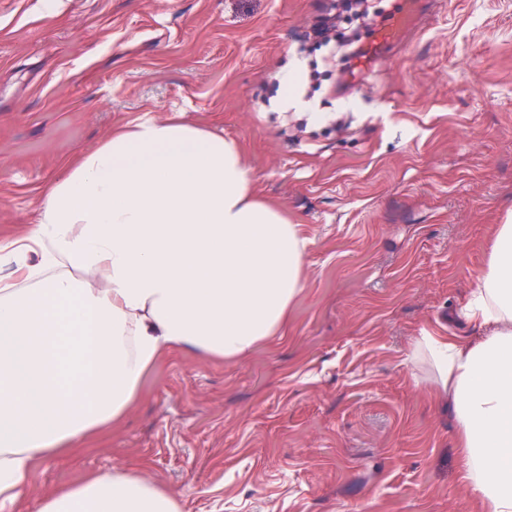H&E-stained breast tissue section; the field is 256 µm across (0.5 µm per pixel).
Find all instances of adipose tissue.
I'll return each mask as SVG.
<instances>
[{"label":"adipose tissue","instance_id":"ef3b65f1","mask_svg":"<svg viewBox=\"0 0 512 512\" xmlns=\"http://www.w3.org/2000/svg\"><path fill=\"white\" fill-rule=\"evenodd\" d=\"M306 239L258 200L235 140L174 116L113 128L45 190L35 224L0 239V512L36 467L117 425L166 353L236 361L285 335ZM479 340L425 334L458 425L478 512H512V224L461 309ZM37 512H181L137 469L38 501Z\"/></svg>","mask_w":512,"mask_h":512}]
</instances>
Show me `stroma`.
Wrapping results in <instances>:
<instances>
[{
  "label": "stroma",
  "mask_w": 512,
  "mask_h": 512,
  "mask_svg": "<svg viewBox=\"0 0 512 512\" xmlns=\"http://www.w3.org/2000/svg\"><path fill=\"white\" fill-rule=\"evenodd\" d=\"M318 0H0V239L112 127L176 114L240 145L309 240L288 332L163 356L122 424L41 463L12 512L139 466L182 512H474L418 336L459 314L512 219V0H385L396 42L323 112L271 111Z\"/></svg>",
  "instance_id": "35a3bbf8"
}]
</instances>
